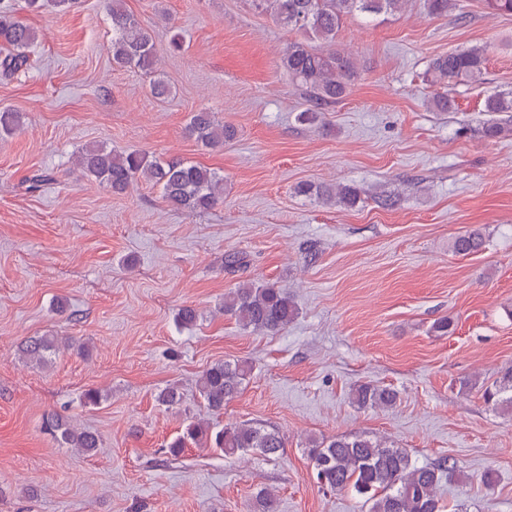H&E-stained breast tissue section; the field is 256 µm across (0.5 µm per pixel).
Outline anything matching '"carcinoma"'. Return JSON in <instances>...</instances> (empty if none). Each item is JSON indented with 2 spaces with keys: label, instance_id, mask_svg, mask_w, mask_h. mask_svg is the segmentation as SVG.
Instances as JSON below:
<instances>
[{
  "label": "carcinoma",
  "instance_id": "1",
  "mask_svg": "<svg viewBox=\"0 0 512 512\" xmlns=\"http://www.w3.org/2000/svg\"><path fill=\"white\" fill-rule=\"evenodd\" d=\"M252 7L270 14L280 25L303 34L304 39L288 45L281 59L288 76L304 91L306 107L299 119L314 123L324 107L346 97L360 78L358 59L336 45V37L344 21L363 17L368 22L380 16H397L405 12L409 0H250ZM112 17V63L119 67H136L155 72L157 50L151 34L125 7L124 0H104ZM423 10L432 16H454L458 22L466 18L459 0H422ZM35 39L34 31L11 14L0 0V48L12 52L0 58V70L14 73L28 66L22 49ZM487 65L486 50L471 47L431 60L427 75L434 84H480ZM484 111L491 118L482 123L480 133L487 139L512 136V91H495L485 98ZM189 131L204 145L220 148L235 136L234 128L217 122L212 113H194ZM75 166L122 193L143 179L163 187L169 206L188 211H207L224 203V177L197 163L150 160L146 154L132 150L114 153L102 144L82 147L75 156ZM304 195L336 199L339 206L353 207L360 191L352 185H338L335 190L303 184ZM484 237L479 229H471L453 241V250L469 255L482 249ZM220 312L235 318L244 330L277 333L284 330L297 314L294 299L269 283L244 282L224 296ZM75 350L86 352V346L72 337L42 336L27 341L23 353L39 365L52 353ZM251 373L245 362L224 361L209 366L199 380V393L208 408L219 412L238 396ZM483 397L496 406L512 409V368L500 373L485 388ZM361 408H389L397 394L387 387L362 384L354 391ZM46 431L57 442L81 453L99 447L97 434L78 428L65 416L46 418ZM193 444L218 448L226 456L250 448L276 455L285 448L284 438L274 429L250 423H230L219 430L210 424L192 421L182 434L169 443L170 452L178 454ZM310 457L318 484L330 491L351 490L371 504L370 512H443L436 489L445 477L455 475V466L444 460L434 465H417L408 451L367 435H338L329 440L311 441ZM254 512H277L276 496L262 490L256 496Z\"/></svg>",
  "mask_w": 512,
  "mask_h": 512
}]
</instances>
